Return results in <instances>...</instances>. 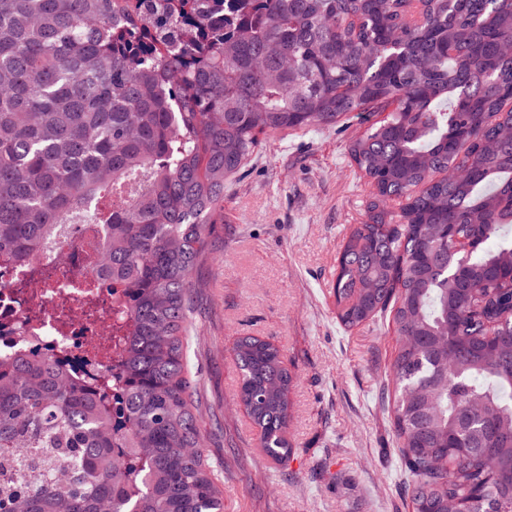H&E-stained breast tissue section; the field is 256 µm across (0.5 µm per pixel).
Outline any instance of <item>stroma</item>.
Returning a JSON list of instances; mask_svg holds the SVG:
<instances>
[{
  "instance_id": "obj_1",
  "label": "stroma",
  "mask_w": 512,
  "mask_h": 512,
  "mask_svg": "<svg viewBox=\"0 0 512 512\" xmlns=\"http://www.w3.org/2000/svg\"><path fill=\"white\" fill-rule=\"evenodd\" d=\"M351 123L263 139L224 186L193 276L188 359L201 403V448L221 475L224 512H410L390 418L379 400L394 337L385 324L336 319V265L367 189L349 162ZM278 346L293 377L287 464L268 461L235 400L233 348Z\"/></svg>"
}]
</instances>
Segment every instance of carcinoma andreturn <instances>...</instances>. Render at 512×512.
Wrapping results in <instances>:
<instances>
[{
    "label": "carcinoma",
    "instance_id": "1",
    "mask_svg": "<svg viewBox=\"0 0 512 512\" xmlns=\"http://www.w3.org/2000/svg\"><path fill=\"white\" fill-rule=\"evenodd\" d=\"M512 0H0V254L105 225L127 298L107 383L0 361V512H224L186 356L193 271L261 137L368 124L337 318L385 321L412 512H512ZM470 241L462 259L455 239ZM238 398L288 462L292 376L253 336Z\"/></svg>",
    "mask_w": 512,
    "mask_h": 512
}]
</instances>
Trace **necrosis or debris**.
Wrapping results in <instances>:
<instances>
[{
	"instance_id": "necrosis-or-debris-1",
	"label": "necrosis or debris",
	"mask_w": 512,
	"mask_h": 512,
	"mask_svg": "<svg viewBox=\"0 0 512 512\" xmlns=\"http://www.w3.org/2000/svg\"><path fill=\"white\" fill-rule=\"evenodd\" d=\"M95 240V225L67 224L35 260L0 258V358L46 354L84 384L118 373L127 315L96 285Z\"/></svg>"
}]
</instances>
